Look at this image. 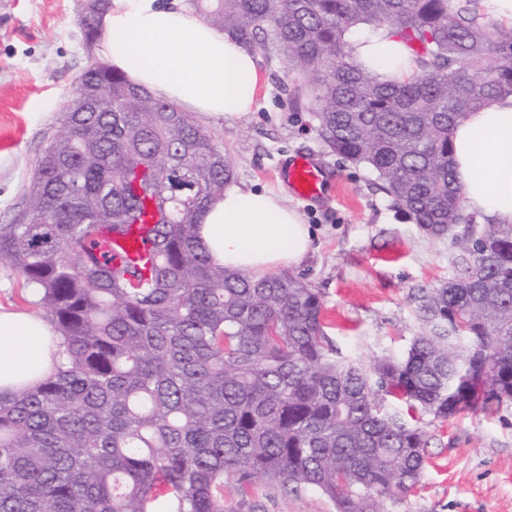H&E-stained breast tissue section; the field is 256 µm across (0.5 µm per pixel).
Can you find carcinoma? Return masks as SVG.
Returning a JSON list of instances; mask_svg holds the SVG:
<instances>
[{
  "label": "carcinoma",
  "mask_w": 512,
  "mask_h": 512,
  "mask_svg": "<svg viewBox=\"0 0 512 512\" xmlns=\"http://www.w3.org/2000/svg\"><path fill=\"white\" fill-rule=\"evenodd\" d=\"M250 51L276 49L310 90L329 152L372 169L455 274L414 288L421 333L370 368L339 355L321 295L290 273L214 263L200 216L234 180L191 113L96 61L92 107L66 106L0 224V259L61 338L55 371L0 394V512H224V476L312 489L337 512H380L421 477L419 416L512 403V224L465 212L451 137L512 97V27L479 0H190ZM111 0H84L95 44ZM387 27L419 70L397 84L355 61L347 33ZM153 225L147 252L101 248Z\"/></svg>",
  "instance_id": "1"
}]
</instances>
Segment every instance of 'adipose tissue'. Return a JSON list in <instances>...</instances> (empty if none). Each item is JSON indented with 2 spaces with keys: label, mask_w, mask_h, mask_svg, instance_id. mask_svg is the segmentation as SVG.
Masks as SVG:
<instances>
[{
  "label": "adipose tissue",
  "mask_w": 512,
  "mask_h": 512,
  "mask_svg": "<svg viewBox=\"0 0 512 512\" xmlns=\"http://www.w3.org/2000/svg\"><path fill=\"white\" fill-rule=\"evenodd\" d=\"M356 59L403 80L414 57L382 28L351 29ZM101 50L115 71L186 112L235 119L251 112L261 81L255 53L180 0H112ZM463 204L485 224H512V98L495 99L455 127ZM199 243L224 267L254 277L300 263L312 238L286 192L225 188L202 216ZM59 338L43 319L0 308V392L32 386L54 367Z\"/></svg>",
  "instance_id": "ef3b65f1"
}]
</instances>
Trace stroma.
I'll return each instance as SVG.
<instances>
[{"label":"stroma","instance_id":"1","mask_svg":"<svg viewBox=\"0 0 512 512\" xmlns=\"http://www.w3.org/2000/svg\"><path fill=\"white\" fill-rule=\"evenodd\" d=\"M82 0H0V224L24 206L23 188L52 135L73 82L98 47H87ZM261 83L252 112L239 119L199 117L230 155L235 184L284 185L296 156L328 174L318 199L294 197L312 235L311 250L291 272L320 292L325 330L342 356L368 365L389 351L404 355L420 331L412 289L446 282L458 249L407 218L378 189L366 166L328 153L312 119L313 100H293L287 65L274 51L257 55ZM426 467L394 512H512V403L446 421L424 416ZM224 512H337L314 490L290 492L268 480L224 479Z\"/></svg>","mask_w":512,"mask_h":512}]
</instances>
